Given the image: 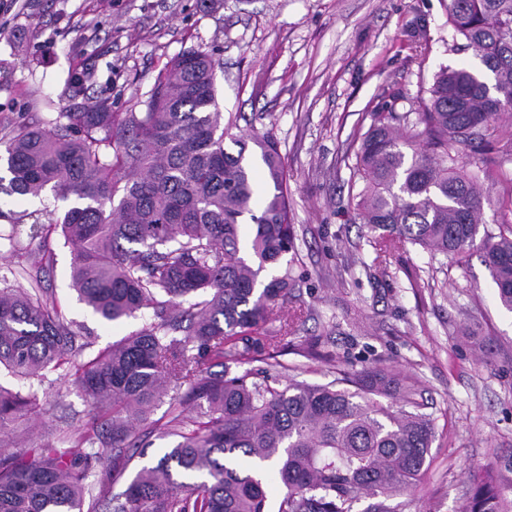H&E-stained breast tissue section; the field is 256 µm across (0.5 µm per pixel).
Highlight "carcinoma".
I'll list each match as a JSON object with an SVG mask.
<instances>
[{
  "instance_id": "carcinoma-1",
  "label": "carcinoma",
  "mask_w": 512,
  "mask_h": 512,
  "mask_svg": "<svg viewBox=\"0 0 512 512\" xmlns=\"http://www.w3.org/2000/svg\"><path fill=\"white\" fill-rule=\"evenodd\" d=\"M448 23L479 65L438 72L420 133L375 114L358 152L357 206L379 232V255L407 244L432 255L479 249L512 311V224L477 239L489 191L456 155L473 146L494 164L501 152L502 120L512 119V0H449ZM216 67L211 54L188 52L143 112L102 101L0 141L1 192L49 190L68 203L60 216L47 204L26 213L27 234L61 228L74 246L78 300L112 324L152 310L142 328L84 358L90 343H78L56 299L0 276V370L28 381L61 370L90 415L77 452L17 442L37 393L0 385V442L16 448L0 454V512H265L270 473L285 490L278 512H353L364 496L375 499L367 512H397L388 501L416 491L429 469L433 419L377 400L417 405L400 373L376 366L324 385L269 384L288 329L272 335L265 325L298 287L283 266L295 239L288 174L269 135L224 123ZM227 136L237 153L224 149ZM251 145L260 183L246 161ZM164 402L163 419L153 418ZM186 403L200 408L191 421ZM155 435L175 444L114 490L110 474L145 455ZM502 486L497 471L472 476L460 512H505Z\"/></svg>"
}]
</instances>
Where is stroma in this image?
Returning a JSON list of instances; mask_svg holds the SVG:
<instances>
[{
	"label": "stroma",
	"instance_id": "obj_1",
	"mask_svg": "<svg viewBox=\"0 0 512 512\" xmlns=\"http://www.w3.org/2000/svg\"><path fill=\"white\" fill-rule=\"evenodd\" d=\"M448 22V0H6L0 8V138L50 112H79L106 99L141 112L160 73L192 50L218 61L225 115L269 134L288 174L299 280L295 298L268 323L289 326L274 372L324 384L378 364L420 383L422 413L436 424L419 495L398 512H457L471 474L512 455V312L499 303L479 254L432 256L406 246L377 252L350 178L375 113L415 122L442 67L475 64ZM88 74L70 99L72 72ZM468 172L489 186L485 231L512 221V159L482 167L460 147ZM73 248L60 232L0 247V271L42 264L41 286L95 349L141 327L107 324L70 288ZM315 355H305L309 344ZM29 419L54 441L88 422L84 394L54 372L37 386Z\"/></svg>",
	"mask_w": 512,
	"mask_h": 512
}]
</instances>
